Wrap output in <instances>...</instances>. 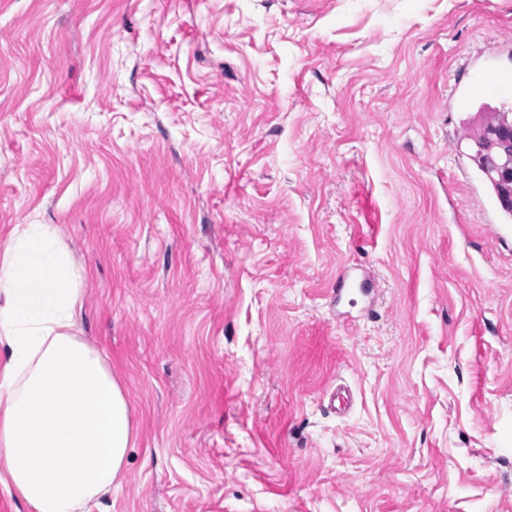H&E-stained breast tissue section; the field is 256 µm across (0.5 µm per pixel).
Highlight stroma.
Here are the masks:
<instances>
[{
  "label": "stroma",
  "instance_id": "stroma-1",
  "mask_svg": "<svg viewBox=\"0 0 512 512\" xmlns=\"http://www.w3.org/2000/svg\"><path fill=\"white\" fill-rule=\"evenodd\" d=\"M510 39L512 0H0V243L86 273L110 512H512L494 116L448 109ZM493 139L489 136L480 137L479 141L475 142V158H477L479 168L486 173L485 168L490 165V158L495 154L497 149L493 145ZM495 146L502 150V158L505 162L504 166L507 168L512 161V142L507 138H500L496 136L494 141Z\"/></svg>",
  "mask_w": 512,
  "mask_h": 512
}]
</instances>
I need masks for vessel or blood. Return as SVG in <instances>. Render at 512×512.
<instances>
[{
	"instance_id": "1",
	"label": "vessel or blood",
	"mask_w": 512,
	"mask_h": 512,
	"mask_svg": "<svg viewBox=\"0 0 512 512\" xmlns=\"http://www.w3.org/2000/svg\"><path fill=\"white\" fill-rule=\"evenodd\" d=\"M479 103H512L511 65L480 61L467 66L465 81L456 84L448 97V108L466 112Z\"/></svg>"
}]
</instances>
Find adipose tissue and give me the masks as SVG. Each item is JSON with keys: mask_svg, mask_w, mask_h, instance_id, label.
<instances>
[{"mask_svg": "<svg viewBox=\"0 0 512 512\" xmlns=\"http://www.w3.org/2000/svg\"><path fill=\"white\" fill-rule=\"evenodd\" d=\"M82 280L54 225L0 247V482L27 512H91L124 477L130 406L78 334Z\"/></svg>", "mask_w": 512, "mask_h": 512, "instance_id": "adipose-tissue-1", "label": "adipose tissue"}]
</instances>
